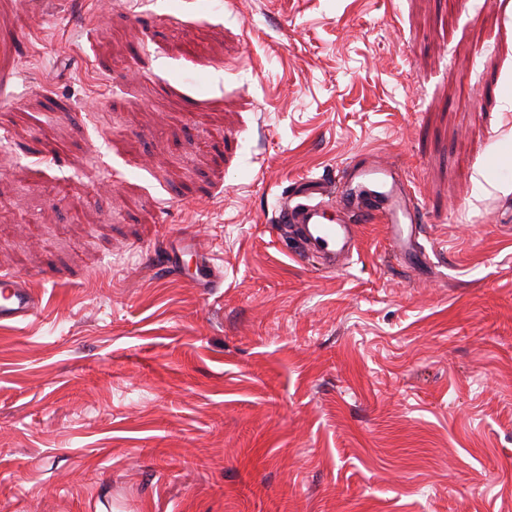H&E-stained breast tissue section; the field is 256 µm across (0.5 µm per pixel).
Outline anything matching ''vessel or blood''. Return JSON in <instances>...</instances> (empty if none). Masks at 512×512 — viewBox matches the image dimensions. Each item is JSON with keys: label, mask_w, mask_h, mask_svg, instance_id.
<instances>
[{"label": "vessel or blood", "mask_w": 512, "mask_h": 512, "mask_svg": "<svg viewBox=\"0 0 512 512\" xmlns=\"http://www.w3.org/2000/svg\"><path fill=\"white\" fill-rule=\"evenodd\" d=\"M342 184H318V202H300L282 206L279 222L292 225L304 240L308 251L316 254L329 270L341 268L357 247L358 227L372 221L382 222L394 250L414 254V241L421 230V210L408 193L394 164L375 153L349 163ZM194 256L195 283L202 288H217L223 282L216 257L194 234L178 236L165 262L180 271L183 256ZM42 297L29 288L24 277L0 272V323L18 324L35 317Z\"/></svg>", "instance_id": "1"}]
</instances>
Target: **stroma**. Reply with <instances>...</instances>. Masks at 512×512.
<instances>
[{
  "label": "stroma",
  "mask_w": 512,
  "mask_h": 512,
  "mask_svg": "<svg viewBox=\"0 0 512 512\" xmlns=\"http://www.w3.org/2000/svg\"><path fill=\"white\" fill-rule=\"evenodd\" d=\"M211 3L0 0V512H512V0ZM367 151L429 262L320 271L278 210ZM196 258V276L194 282L200 288H220L223 283L221 267L215 262L217 257L209 251L201 239L191 233H182L173 243L172 249L165 254V263L180 275L182 256ZM42 297L29 288L24 277L12 272H0V323H24L35 317Z\"/></svg>",
  "instance_id": "obj_1"
}]
</instances>
